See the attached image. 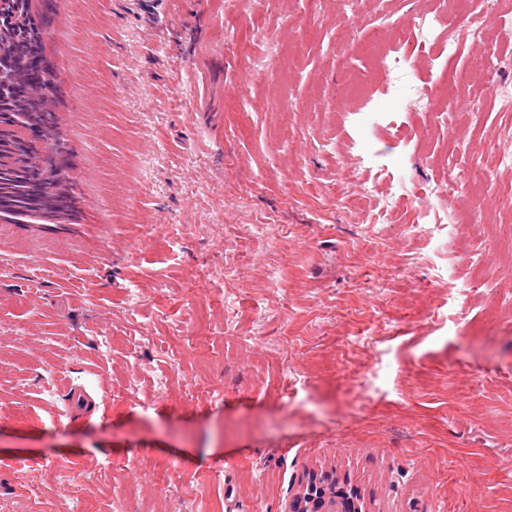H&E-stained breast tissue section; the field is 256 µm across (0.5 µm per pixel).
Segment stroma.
Instances as JSON below:
<instances>
[{
	"instance_id": "stroma-1",
	"label": "stroma",
	"mask_w": 512,
	"mask_h": 512,
	"mask_svg": "<svg viewBox=\"0 0 512 512\" xmlns=\"http://www.w3.org/2000/svg\"><path fill=\"white\" fill-rule=\"evenodd\" d=\"M75 200L0 219V512H512V41L464 0H33ZM267 69H258V62ZM394 115L365 134L354 86ZM93 90L85 103V90ZM462 217L376 223L392 174ZM408 41L409 37L405 33L400 34L395 45L384 47L379 51L384 73L382 83L386 84L387 94L390 98H398L412 91V87L401 82V75L411 57L404 47ZM391 76H394V81L391 80ZM336 483V477L330 474H318L316 472H310L305 474L300 481L299 491L289 500L288 506L284 510L285 512H342L336 506V502H329L324 500L319 508H312V496L313 490L317 487L321 489L326 483Z\"/></svg>"
}]
</instances>
